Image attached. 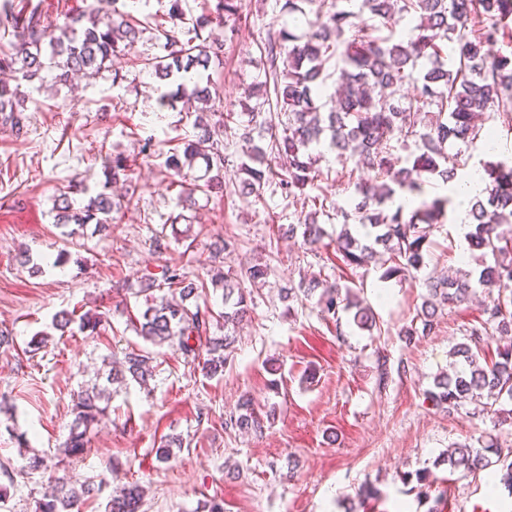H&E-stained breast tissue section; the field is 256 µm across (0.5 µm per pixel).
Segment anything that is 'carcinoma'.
Instances as JSON below:
<instances>
[{
    "mask_svg": "<svg viewBox=\"0 0 512 512\" xmlns=\"http://www.w3.org/2000/svg\"><path fill=\"white\" fill-rule=\"evenodd\" d=\"M139 0H112V14L93 6L71 16L54 34L44 24L38 6L21 13L0 12V71L18 72L21 79L41 78L45 69L60 70L59 80L71 75L94 79L104 64L132 52L140 30L133 16ZM326 6V0H285L282 8L294 16L293 28H268L260 56L265 80L258 83L262 95H246L244 111L224 112L208 107L209 86L200 85L204 73L224 65L222 44L203 36L214 25L236 27L247 22L245 0H203L201 13L181 30H160L165 55L148 60L152 74L166 81L179 74L181 83L164 91L160 107L182 100L184 112L196 113L194 139L184 143L164 162L171 185L179 187L178 202L186 209L199 206L216 189H224V168L240 174L234 193L243 198L259 196L264 186L275 185L292 202L310 207L298 226L303 244L318 248L324 231L319 216H330L319 197L307 193L319 170L312 149L327 143L346 165L348 176H358L356 196L336 209L340 231L336 252L346 264L363 267L384 249L388 258L380 279L407 280L425 263L429 237L448 219L452 199L430 196L426 186L438 177L448 184L457 177L461 152L447 145L467 148L479 137L478 122L499 119L512 130V51L492 53L501 42L512 45V0H343ZM334 63L335 74L326 65ZM334 85H329L331 77ZM255 101L249 105V101ZM26 96L19 87L0 82V115L3 124L19 134ZM282 114L286 120L275 121ZM236 126L242 142L235 153L224 152V131ZM415 148L412 158L401 150ZM286 163L272 165L273 156ZM206 168L204 182L189 180L197 160ZM485 187L469 211L470 249L491 255L478 275L458 271L424 281L426 294L414 321L420 327L405 330L406 341L427 336L438 326L442 310L469 301L479 288H495L497 294L484 307L486 323L504 337L512 336V158L482 164ZM131 159L117 153L105 166V183L128 178ZM86 192L75 184L56 199L55 224L64 229L66 244L76 245L81 231L93 224L99 230L112 221L117 203L103 191L76 209L71 195ZM265 265H253L235 274L218 271L212 284L224 290V335H210L212 311L197 303L196 283L177 266L162 269L163 283L153 277L139 283L137 293L150 305L133 321L138 336L154 346H177L186 356L202 360L209 377L224 372L236 342V327L249 311L244 283L268 276ZM167 285L168 293L154 292ZM322 289L323 311L352 313V323L362 331L377 327L373 310L351 289L317 278L298 286L281 288L282 300L298 294L309 296ZM483 331L474 326L469 341L450 353L451 370L435 377L425 392L433 406L454 413L483 397L512 399V342L497 347V359L480 361ZM155 376L150 352L127 349L118 365L108 370V385L95 384L74 400L70 435L63 445L68 458L82 457L88 434L108 415L110 385L132 380L141 386ZM274 410L255 408L243 398L224 425L254 436L264 433ZM184 448L183 438L172 435L156 448V460L167 464L174 449ZM492 446L465 441L448 450L451 470L471 471L488 465ZM102 483L91 479L60 478L38 512H81L80 505L97 497ZM143 487L126 485L111 493L104 512H140Z\"/></svg>",
    "mask_w": 512,
    "mask_h": 512,
    "instance_id": "obj_1",
    "label": "carcinoma"
}]
</instances>
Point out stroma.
Returning <instances> with one entry per match:
<instances>
[{
	"label": "stroma",
	"instance_id": "1",
	"mask_svg": "<svg viewBox=\"0 0 512 512\" xmlns=\"http://www.w3.org/2000/svg\"><path fill=\"white\" fill-rule=\"evenodd\" d=\"M169 0H140L136 16L143 31L133 54L112 60L93 79L26 82L29 95L22 134L0 128V328L14 346L0 349V397L14 416L0 421V485L8 489L0 512H36L52 478L76 476L105 480L116 488L139 482L145 490L142 512H195L199 503L218 499L224 512H504L512 492L490 478L512 463V420L500 426L480 415L443 413L426 400L435 375L448 370L450 350L484 320L479 304L446 308L435 331L406 343L404 330L422 303L423 281L451 270L478 268L477 252L460 258L456 216L431 234V249L415 280L381 283L378 264L346 265L335 246L306 253L301 236L279 233L282 224L302 219L280 190L264 187L260 197L242 200L232 191L234 170L224 173V192L197 210L183 238L176 216L178 190L172 187L161 155L138 158V141L154 135L162 151L191 139L192 118L159 108L158 80L140 58L162 55L157 30L172 29ZM248 21L227 35L224 67L213 80L219 106L241 111L244 92L258 80L259 46L270 25L292 18L276 0H246ZM115 152L136 159L129 175L132 205L112 213L106 231L85 233L72 247L67 265L53 261L63 247L54 224L53 204L73 181L89 195L103 189L102 161ZM323 176L314 188L328 204L347 205L355 195L334 153H324ZM231 247L212 258L209 245ZM29 249L37 269L19 266ZM265 264L270 275L250 285V315L237 329V342L222 375L210 378L180 350H152L155 376L148 387L112 389L110 418L91 435L83 458L68 459L61 448L73 420L76 394L104 383V357L141 345L130 319L146 307L133 289L141 278L159 276L162 266L206 275L210 270L241 271ZM322 276L352 287L371 300L379 329L358 330L351 315L324 316L317 297L282 302L280 285ZM387 285L386 302L374 290ZM100 317L96 333L60 334L52 319L60 311ZM45 331L49 340L37 354L28 342ZM387 359L380 379L379 357ZM281 382L271 390L270 366ZM250 397L275 420L263 436L225 429L224 420L239 399ZM25 434L47 468L32 470L15 434ZM180 435L185 446L175 460L157 464L161 439ZM478 438L493 444L488 468L449 471L452 443ZM299 459L289 472L288 457ZM426 473L424 483L411 481ZM376 496L361 497L363 488Z\"/></svg>",
	"mask_w": 512,
	"mask_h": 512
}]
</instances>
